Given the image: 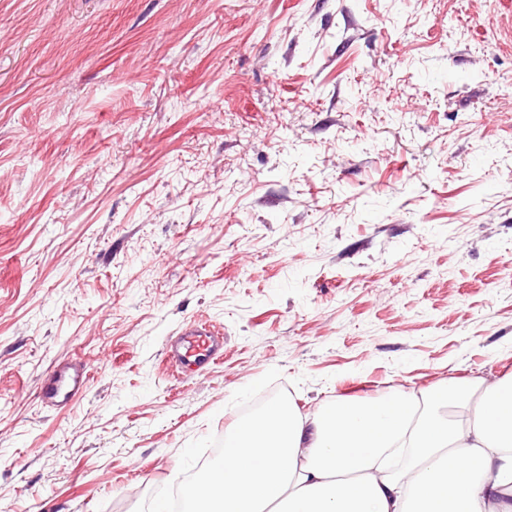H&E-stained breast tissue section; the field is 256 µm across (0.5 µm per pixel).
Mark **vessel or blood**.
Here are the masks:
<instances>
[{"instance_id": "b4317fda", "label": "vessel or blood", "mask_w": 512, "mask_h": 512, "mask_svg": "<svg viewBox=\"0 0 512 512\" xmlns=\"http://www.w3.org/2000/svg\"><path fill=\"white\" fill-rule=\"evenodd\" d=\"M224 352V338L219 329L203 320L187 323L166 349L168 361L179 373L199 369ZM87 379L83 367L66 365L55 368L42 389V401L58 407L71 401L84 388Z\"/></svg>"}]
</instances>
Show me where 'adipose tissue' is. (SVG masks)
Segmentation results:
<instances>
[{
	"label": "adipose tissue",
	"mask_w": 512,
	"mask_h": 512,
	"mask_svg": "<svg viewBox=\"0 0 512 512\" xmlns=\"http://www.w3.org/2000/svg\"><path fill=\"white\" fill-rule=\"evenodd\" d=\"M185 512H512V379L313 415L285 401L224 431Z\"/></svg>",
	"instance_id": "obj_1"
}]
</instances>
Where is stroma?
Returning <instances> with one entry per match:
<instances>
[{
	"mask_svg": "<svg viewBox=\"0 0 512 512\" xmlns=\"http://www.w3.org/2000/svg\"><path fill=\"white\" fill-rule=\"evenodd\" d=\"M511 373L512 0H0V512H145L271 388ZM223 333L203 320L187 323L166 349L168 361L180 374L216 360L224 353ZM88 375L83 367L66 365L57 367L42 389V401L50 407L62 406L84 388Z\"/></svg>",
	"mask_w": 512,
	"mask_h": 512,
	"instance_id": "35a3bbf8",
	"label": "stroma"
}]
</instances>
